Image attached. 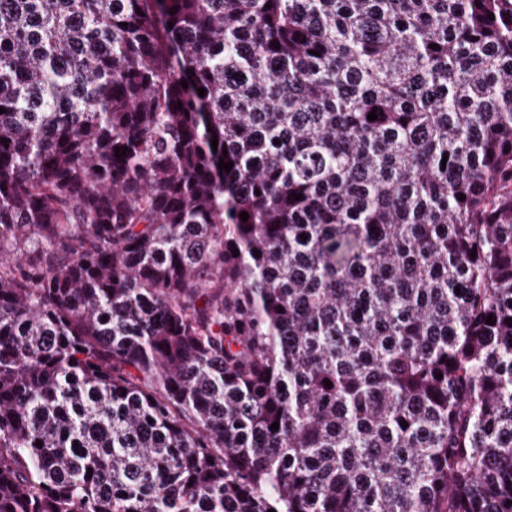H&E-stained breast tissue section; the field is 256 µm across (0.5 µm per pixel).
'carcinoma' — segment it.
I'll list each match as a JSON object with an SVG mask.
<instances>
[{
	"instance_id": "1",
	"label": "carcinoma",
	"mask_w": 512,
	"mask_h": 512,
	"mask_svg": "<svg viewBox=\"0 0 512 512\" xmlns=\"http://www.w3.org/2000/svg\"><path fill=\"white\" fill-rule=\"evenodd\" d=\"M0 107V512H512V0H0Z\"/></svg>"
}]
</instances>
